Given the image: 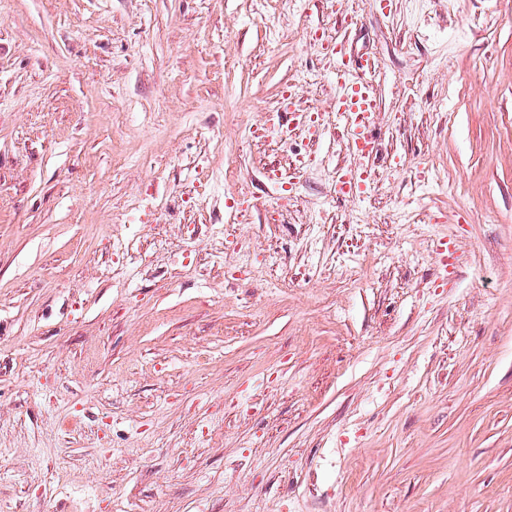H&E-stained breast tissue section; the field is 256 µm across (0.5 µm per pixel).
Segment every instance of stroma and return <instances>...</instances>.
Wrapping results in <instances>:
<instances>
[{"instance_id": "stroma-1", "label": "stroma", "mask_w": 512, "mask_h": 512, "mask_svg": "<svg viewBox=\"0 0 512 512\" xmlns=\"http://www.w3.org/2000/svg\"><path fill=\"white\" fill-rule=\"evenodd\" d=\"M0 512H512V0H0ZM331 52L336 55L337 93L333 112H336L337 121L344 126L349 135L354 157L365 161L367 171L365 180L358 174L357 166L352 165L344 169L340 179L341 185H336V194L357 198L365 192L368 166L377 152L376 134L379 124L375 88L370 81L355 73L357 70L364 75L372 73L376 69V61L368 56L356 58L345 49L342 42L338 41L334 43ZM361 181H364L362 186ZM311 112L306 109H292L291 107L284 108L281 112H278L277 122L280 128L288 131H281L274 127L266 138L283 140L288 138V132H294L297 127L302 123L304 113ZM286 117V119L284 118Z\"/></svg>"}]
</instances>
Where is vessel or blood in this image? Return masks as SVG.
<instances>
[{"label": "vessel or blood", "mask_w": 512, "mask_h": 512, "mask_svg": "<svg viewBox=\"0 0 512 512\" xmlns=\"http://www.w3.org/2000/svg\"><path fill=\"white\" fill-rule=\"evenodd\" d=\"M332 54L336 57V99L333 110L344 126L355 158L371 161L377 152L379 127L377 121L376 91L367 76L376 68L371 57H355L342 43H334ZM359 169L350 166L343 170L339 195L351 198L362 196L363 186L358 181Z\"/></svg>", "instance_id": "1"}]
</instances>
